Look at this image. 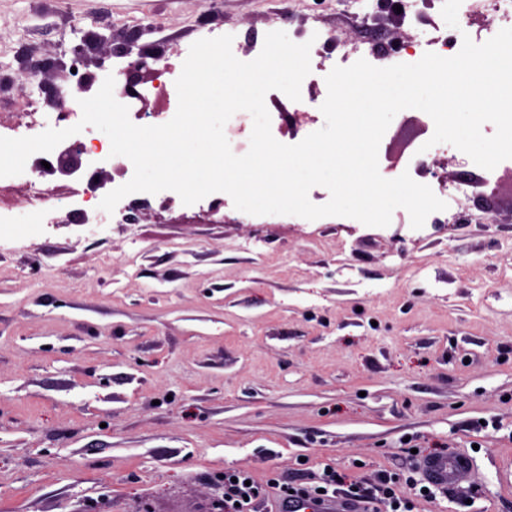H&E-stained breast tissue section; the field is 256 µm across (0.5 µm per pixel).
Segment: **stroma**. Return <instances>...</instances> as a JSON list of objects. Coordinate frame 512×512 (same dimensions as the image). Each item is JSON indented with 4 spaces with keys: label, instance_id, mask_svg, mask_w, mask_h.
<instances>
[{
    "label": "stroma",
    "instance_id": "35a3bbf8",
    "mask_svg": "<svg viewBox=\"0 0 512 512\" xmlns=\"http://www.w3.org/2000/svg\"><path fill=\"white\" fill-rule=\"evenodd\" d=\"M0 0V67L54 60L74 28L181 65L232 35L236 58L267 33L317 30L329 59L359 39L336 0ZM439 26L450 0L396 25ZM409 136L393 119L380 174ZM112 168L39 176L40 224L0 223V512H206L225 470L273 481L330 465L345 481L400 477L412 512H512V163L497 189L440 144L426 180L462 186L422 228L347 217L255 216L214 193L190 206L134 193L100 209ZM472 456L476 482L421 498L422 457Z\"/></svg>",
    "mask_w": 512,
    "mask_h": 512
}]
</instances>
